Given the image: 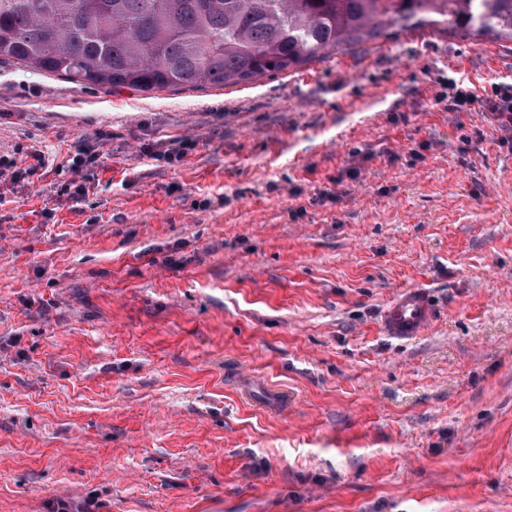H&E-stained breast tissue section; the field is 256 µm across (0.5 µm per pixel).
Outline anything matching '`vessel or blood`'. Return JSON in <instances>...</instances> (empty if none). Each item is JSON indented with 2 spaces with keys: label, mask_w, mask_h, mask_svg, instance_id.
Wrapping results in <instances>:
<instances>
[{
  "label": "vessel or blood",
  "mask_w": 512,
  "mask_h": 512,
  "mask_svg": "<svg viewBox=\"0 0 512 512\" xmlns=\"http://www.w3.org/2000/svg\"><path fill=\"white\" fill-rule=\"evenodd\" d=\"M434 316V304L425 289L404 288L385 306L382 328L386 336L410 341L424 333Z\"/></svg>",
  "instance_id": "b4317fda"
}]
</instances>
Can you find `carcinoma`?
<instances>
[{
	"mask_svg": "<svg viewBox=\"0 0 512 512\" xmlns=\"http://www.w3.org/2000/svg\"><path fill=\"white\" fill-rule=\"evenodd\" d=\"M435 19L512 40V0H0V61L106 88L226 87Z\"/></svg>",
	"mask_w": 512,
	"mask_h": 512,
	"instance_id": "cac0c4a2",
	"label": "carcinoma"
}]
</instances>
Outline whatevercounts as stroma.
<instances>
[{"mask_svg":"<svg viewBox=\"0 0 512 512\" xmlns=\"http://www.w3.org/2000/svg\"><path fill=\"white\" fill-rule=\"evenodd\" d=\"M459 76L512 42L180 91L1 63L0 512H512V131L435 102ZM434 316V304L424 288H404L385 306L382 328L386 336L411 341L424 333Z\"/></svg>","mask_w":512,"mask_h":512,"instance_id":"stroma-1","label":"stroma"}]
</instances>
